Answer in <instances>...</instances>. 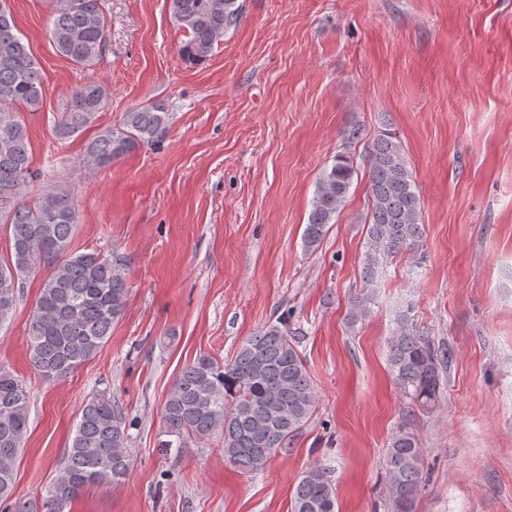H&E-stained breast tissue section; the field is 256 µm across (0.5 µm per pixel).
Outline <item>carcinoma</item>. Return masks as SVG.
<instances>
[{
    "instance_id": "1",
    "label": "carcinoma",
    "mask_w": 512,
    "mask_h": 512,
    "mask_svg": "<svg viewBox=\"0 0 512 512\" xmlns=\"http://www.w3.org/2000/svg\"><path fill=\"white\" fill-rule=\"evenodd\" d=\"M48 28L56 53L77 66L94 64L106 46L103 0H51ZM237 0H171L172 18L186 33L178 54L188 65L206 61L229 28L237 24ZM43 82L39 64L16 33L11 0H0V215L6 214L12 242L10 259L0 262V325L12 317L22 280L45 272L30 316L29 361L46 383L61 380L94 358L123 316L129 292L121 264L71 249L78 211L65 187L46 193L34 206L20 202L30 175L29 136L19 108L39 106ZM108 105L96 81L75 87L56 125L67 139L83 132ZM160 105L126 114L87 147V162L107 166L141 143L162 136ZM369 212L365 286L352 301L350 322L370 313L369 292L377 269L424 238L420 195L395 132L380 131L368 145ZM353 158L339 153L320 177L303 233L305 248L317 246L343 208L354 176ZM449 349L435 346L406 313L399 315L388 342V363L396 385L419 409L429 411L443 394ZM305 358L282 317L249 337L231 360L198 355L182 367L161 412L158 448L177 453L213 434L223 439L224 460L240 471L263 467L290 444L316 410ZM25 384L0 370V500L13 499L15 461L29 428ZM386 494L390 512H413L426 472L423 449L406 421L386 452ZM130 469L126 416L103 391L86 398L60 473L41 502L14 499L13 512H66L79 493L124 478ZM336 487L321 466L308 467L295 487L292 512H336Z\"/></svg>"
}]
</instances>
